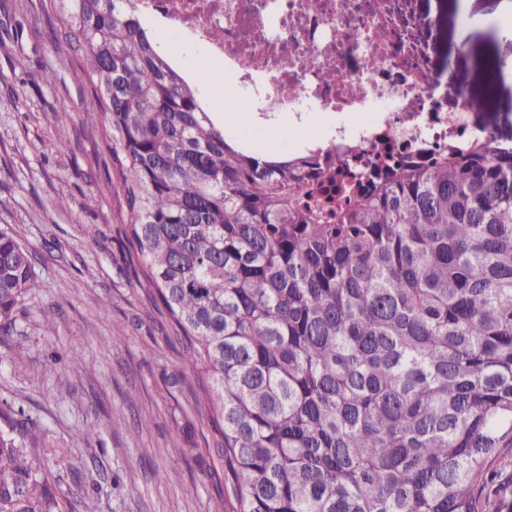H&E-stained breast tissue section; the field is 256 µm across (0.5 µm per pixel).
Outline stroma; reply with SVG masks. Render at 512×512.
Returning <instances> with one entry per match:
<instances>
[{"mask_svg":"<svg viewBox=\"0 0 512 512\" xmlns=\"http://www.w3.org/2000/svg\"><path fill=\"white\" fill-rule=\"evenodd\" d=\"M500 2L418 7L442 10V46L468 40V52L452 60L458 83L484 98L490 125L508 134L512 76L490 95L485 76L512 61V39L461 27L465 13L499 17ZM55 22L41 0H0V28H23L19 39H0V226H12L33 252L37 283L15 333L0 338V403L39 422L54 478L93 512H215L222 494L209 473L218 460L207 451L213 431L199 377L170 316L134 275L120 197L103 166L105 129L82 107L90 94L82 54L49 39ZM47 305L56 308L49 332L41 326ZM20 342L26 355L17 360ZM74 353L75 368L66 361ZM476 492L489 512H512V464L494 467Z\"/></svg>","mask_w":512,"mask_h":512,"instance_id":"35a3bbf8","label":"stroma"}]
</instances>
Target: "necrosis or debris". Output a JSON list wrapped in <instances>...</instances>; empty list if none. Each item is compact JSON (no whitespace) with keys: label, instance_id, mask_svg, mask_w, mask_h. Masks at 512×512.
Returning <instances> with one entry per match:
<instances>
[{"label":"necrosis or debris","instance_id":"4bbe7bcc","mask_svg":"<svg viewBox=\"0 0 512 512\" xmlns=\"http://www.w3.org/2000/svg\"><path fill=\"white\" fill-rule=\"evenodd\" d=\"M138 15L202 46L250 110L288 123V151L331 163L438 155L490 142L454 74L419 37L436 21L413 0H137ZM221 38H213L214 30ZM252 57L260 69L243 68ZM336 75L334 82L324 72Z\"/></svg>","mask_w":512,"mask_h":512}]
</instances>
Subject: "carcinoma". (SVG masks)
<instances>
[{
	"label": "carcinoma",
	"mask_w": 512,
	"mask_h": 512,
	"mask_svg": "<svg viewBox=\"0 0 512 512\" xmlns=\"http://www.w3.org/2000/svg\"><path fill=\"white\" fill-rule=\"evenodd\" d=\"M132 0H49L152 295L201 374L217 512H484L512 458V148L336 168L246 145ZM0 227V333L36 288ZM41 427L0 407V512H76Z\"/></svg>",
	"instance_id": "obj_1"
}]
</instances>
